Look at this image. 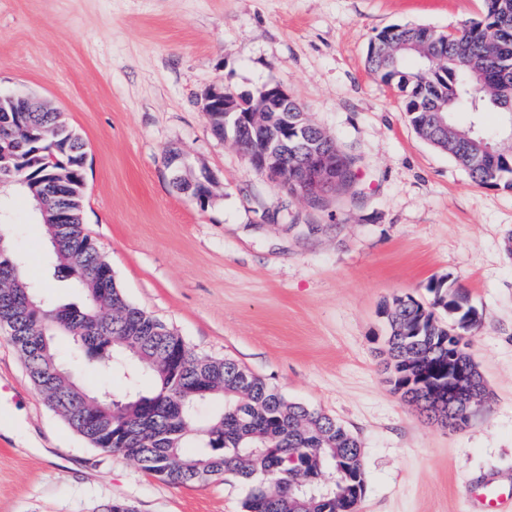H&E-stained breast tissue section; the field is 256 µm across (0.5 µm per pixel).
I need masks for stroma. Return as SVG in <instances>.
I'll return each instance as SVG.
<instances>
[{
	"label": "stroma",
	"mask_w": 512,
	"mask_h": 512,
	"mask_svg": "<svg viewBox=\"0 0 512 512\" xmlns=\"http://www.w3.org/2000/svg\"><path fill=\"white\" fill-rule=\"evenodd\" d=\"M482 0H0V94L33 93L61 110L87 148L83 223L127 299L200 355L231 358L289 400L357 436L359 512H465L467 483L496 477L512 495V190L475 185L409 124L398 92L366 65L376 30L440 31ZM283 86L356 160L357 198L316 210L215 138L214 87ZM178 151L209 174L199 205L176 191ZM0 235L29 278L82 304L57 277L41 224L8 203ZM448 276L485 330L469 352L491 394L464 430L426 419L379 366L383 306ZM62 364L86 387L123 396L120 373L87 366L67 338ZM35 436L25 447L19 433ZM232 475L174 487L92 448L51 411L0 332V512H243Z\"/></svg>",
	"instance_id": "35a3bbf8"
}]
</instances>
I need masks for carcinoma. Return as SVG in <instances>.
<instances>
[{"mask_svg":"<svg viewBox=\"0 0 512 512\" xmlns=\"http://www.w3.org/2000/svg\"><path fill=\"white\" fill-rule=\"evenodd\" d=\"M368 67L402 96L404 112L415 132L438 133L432 117L445 113L448 125L469 134L448 141V156L483 187L512 190V0H483L479 17L448 32L423 26H389L370 43ZM496 112L498 128L479 122L463 125L455 114ZM268 139L247 127L210 113L215 126L243 141L254 158L278 141L283 113L266 116ZM288 184L291 196L303 193L297 167L309 149L336 148L315 125L305 140L288 132ZM85 154L81 137L58 112H0V181L24 197L43 224L47 238H61L54 252L55 272L83 288L81 308L60 306L29 282L9 242L0 237V331L24 358L44 402L93 448L119 453L151 476L172 486L205 482L231 472L247 485L244 512H295L291 489L306 476L315 498L304 512H358L364 473L358 461V438L335 417L288 400L278 389L237 361L195 353L172 328L125 297L116 280L99 292L97 273L110 269L92 244L81 220ZM56 156L68 164L67 172ZM354 160L336 159L334 191L354 184ZM67 209L70 222L58 224L55 212ZM424 303L412 296L388 304L380 363L391 389L420 406L428 399V373L448 366V353L470 361L472 337L484 321L468 291L442 277L427 285ZM93 345L100 366L119 369L131 392L107 406L99 400L95 420L87 401L97 398L58 366L57 336ZM207 376L210 393L198 394L197 377ZM204 401L219 410L205 424L197 420ZM334 480L325 483L323 473ZM93 512H135L125 501L107 500Z\"/></svg>","mask_w":512,"mask_h":512,"instance_id":"cac0c4a2","label":"carcinoma"}]
</instances>
